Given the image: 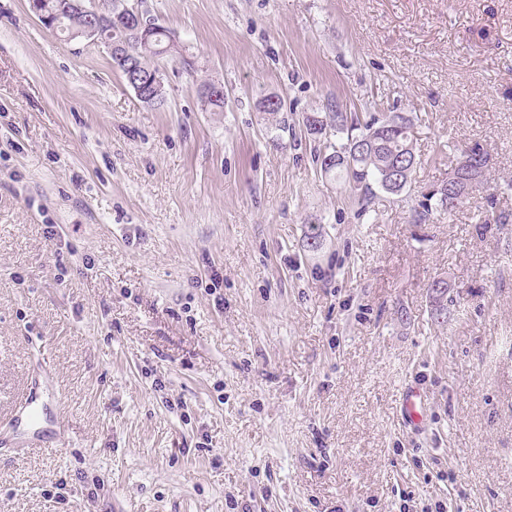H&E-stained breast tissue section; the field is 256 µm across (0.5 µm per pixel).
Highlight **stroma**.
I'll return each mask as SVG.
<instances>
[{
  "label": "stroma",
  "mask_w": 512,
  "mask_h": 512,
  "mask_svg": "<svg viewBox=\"0 0 512 512\" xmlns=\"http://www.w3.org/2000/svg\"><path fill=\"white\" fill-rule=\"evenodd\" d=\"M144 7L161 107L0 0V512H512V0ZM333 102L410 118V188L322 174ZM474 143L485 188L415 223ZM129 6L133 9L139 28H147L149 25V17L145 13V11L142 10L141 5L138 3V1L137 3H132ZM155 21L156 20L153 18V21L150 22L148 33L150 34L151 40L154 43L155 47L165 48L168 46L171 40V32L168 28ZM423 391L410 387L403 390L400 396V411L402 419L408 425L418 426L424 419L422 401Z\"/></svg>",
  "instance_id": "obj_1"
}]
</instances>
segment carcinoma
I'll return each mask as SVG.
<instances>
[{"instance_id": "cac0c4a2", "label": "carcinoma", "mask_w": 512, "mask_h": 512, "mask_svg": "<svg viewBox=\"0 0 512 512\" xmlns=\"http://www.w3.org/2000/svg\"><path fill=\"white\" fill-rule=\"evenodd\" d=\"M48 10L62 15L61 31L74 35L84 24V16L80 13H68L63 10L65 0H43ZM125 0H107L102 5L105 13L104 32L113 44L119 46L120 55L111 57L113 69L119 71L122 77H127V65L136 64L141 71H150L156 67L157 54H149L144 48L143 30L127 22L123 8ZM148 33L154 46L165 48L171 36L165 26L152 21ZM391 128H385L384 121L370 116L361 121L360 115L348 112H326L309 114L305 117L308 134L317 137L330 131L347 133L346 142L324 146V151L318 153L316 163L324 175L340 177L348 184L350 191L357 194L359 200L370 203L373 187L392 194L400 195L411 185L414 169L402 176L403 183L389 184L386 182V172L392 168L401 169L403 164H417L413 148L410 119L401 113L388 116ZM474 156L478 157L477 167L462 177L460 184L470 185V190L464 193L451 194L448 185L443 184L426 196V200L418 204L414 218L420 224L426 223L432 212L429 201L437 199L438 203L448 210L470 198V192L484 187L487 182V153L474 144L470 146Z\"/></svg>"}]
</instances>
